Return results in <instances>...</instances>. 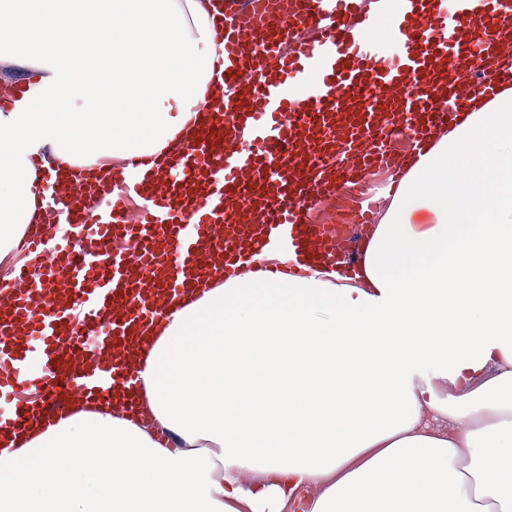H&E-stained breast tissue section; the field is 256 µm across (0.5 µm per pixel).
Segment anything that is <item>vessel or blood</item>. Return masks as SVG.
Masks as SVG:
<instances>
[{"instance_id":"b4317fda","label":"vessel or blood","mask_w":512,"mask_h":512,"mask_svg":"<svg viewBox=\"0 0 512 512\" xmlns=\"http://www.w3.org/2000/svg\"><path fill=\"white\" fill-rule=\"evenodd\" d=\"M441 3L225 0L213 17L224 97L164 172L131 156L63 178L35 160L50 219L23 241L28 267L0 280V397L14 402L0 437L117 392L123 414L142 417L140 328L163 330L212 262L229 279L282 251L295 274L312 261L346 274L355 241L315 221L318 203L348 205L369 169L401 175L396 140L420 153L468 95L497 92L512 0H457L451 14ZM120 239L134 249L116 250Z\"/></svg>"}]
</instances>
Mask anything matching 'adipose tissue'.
<instances>
[{
  "mask_svg": "<svg viewBox=\"0 0 512 512\" xmlns=\"http://www.w3.org/2000/svg\"><path fill=\"white\" fill-rule=\"evenodd\" d=\"M215 9L0 0V64L30 76L0 112V260L39 215L33 157L161 170L180 151L224 92ZM336 278L212 275L142 339L171 445L74 403L5 440L0 512H512V85L407 161Z\"/></svg>",
  "mask_w": 512,
  "mask_h": 512,
  "instance_id": "obj_1",
  "label": "adipose tissue"
}]
</instances>
